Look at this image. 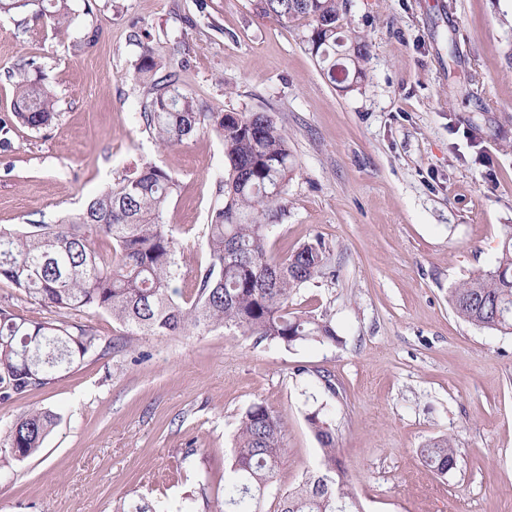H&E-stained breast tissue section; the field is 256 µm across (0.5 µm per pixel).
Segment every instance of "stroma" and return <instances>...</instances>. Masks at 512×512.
Instances as JSON below:
<instances>
[{
  "instance_id": "obj_1",
  "label": "stroma",
  "mask_w": 512,
  "mask_h": 512,
  "mask_svg": "<svg viewBox=\"0 0 512 512\" xmlns=\"http://www.w3.org/2000/svg\"><path fill=\"white\" fill-rule=\"evenodd\" d=\"M69 5L64 29L32 18L21 32L0 15V118L30 59L57 100L48 127H15L0 153V225L59 223L156 163L178 184L164 221L179 242L176 286L191 294L224 145L207 131L165 147L146 131L135 68L152 47L204 109L274 116L295 171L270 249H329V269L289 309L330 319L338 340L131 336L86 315L104 351L0 402V438L25 410L57 416L37 455L0 473V512H115L138 496L171 505L203 491L202 472L199 512H215L238 420L260 401L283 419L287 446L260 512H277L316 469L306 417L320 406L364 512H512V335L448 304L451 288L493 268L512 225V0H348L343 32L369 45L348 92L302 43L301 23L261 18L251 0ZM441 436L457 448L445 475L419 454ZM184 448L197 454L183 465Z\"/></svg>"
}]
</instances>
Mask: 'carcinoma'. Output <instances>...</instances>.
<instances>
[{
    "instance_id": "1",
    "label": "carcinoma",
    "mask_w": 512,
    "mask_h": 512,
    "mask_svg": "<svg viewBox=\"0 0 512 512\" xmlns=\"http://www.w3.org/2000/svg\"><path fill=\"white\" fill-rule=\"evenodd\" d=\"M257 15L282 25L305 21L308 50L326 64L336 81V49L349 73L362 72L366 44L356 36L357 52L340 36L347 0H252ZM62 27L69 0H0V14L24 15L30 9ZM161 57L143 49L136 72L150 79V100L140 113L159 144H181L200 131H214L224 144V196L206 224L208 265L197 271L190 300L180 302L173 282L180 277L178 242L164 213L175 179L147 162L134 175L97 195L87 207L58 224L0 226V280L17 294L0 302V401L42 389L95 353L99 336L71 317L103 312L132 336L202 334L220 328L254 338L255 343L292 347L336 341L330 321L288 311L292 297L324 274L326 247L307 242L275 259L268 224L284 214L283 195L292 179L288 141L268 112H206L178 88L173 72L159 74ZM12 116L0 119V150L12 147L10 132L19 124L48 126L55 115L54 95L31 77L26 66L15 74ZM107 250H101V244ZM49 309L55 316L30 320L16 315L12 300ZM460 319L476 327L512 334V226L508 227L494 270L478 274L449 292ZM307 421L321 446L319 468L288 492L280 512H361L342 480L344 468L336 433L323 408ZM56 423L46 410L21 413L0 443V469L36 455ZM285 425L262 402L241 415L234 437V462L224 478V505L231 512H258L260 498L286 451ZM423 463L445 474L456 467V448L446 436L420 450Z\"/></svg>"
}]
</instances>
